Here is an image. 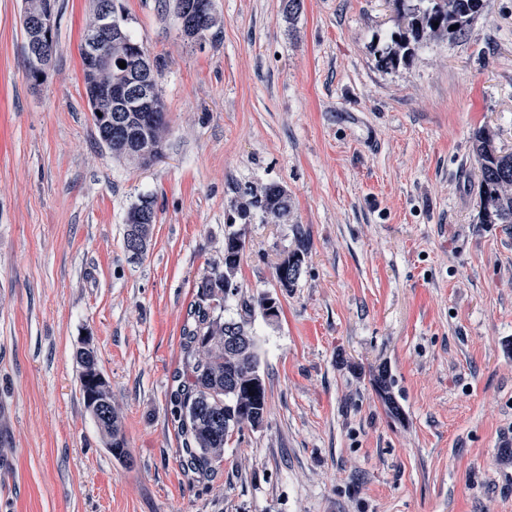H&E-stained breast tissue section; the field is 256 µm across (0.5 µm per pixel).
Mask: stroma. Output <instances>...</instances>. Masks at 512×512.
I'll use <instances>...</instances> for the list:
<instances>
[{"label": "stroma", "mask_w": 512, "mask_h": 512, "mask_svg": "<svg viewBox=\"0 0 512 512\" xmlns=\"http://www.w3.org/2000/svg\"><path fill=\"white\" fill-rule=\"evenodd\" d=\"M157 61L168 122L148 168L112 157L79 45L91 0H56L33 89L25 0H0V512H512V224H483L472 143L512 152V0L385 69L388 0H213L185 40L173 0H116ZM283 185L290 224L245 226L241 300L266 385L262 426L187 468L170 404L196 284L224 263L231 187ZM151 197L144 254L126 215ZM307 247L280 292L284 251ZM90 337L131 464L84 405ZM387 365L401 408L375 388ZM216 19L213 13L212 3H207L205 10L202 15L199 16L198 22L195 27L190 29L181 30L183 35L187 38L198 41L199 38L206 39L208 32L214 27Z\"/></svg>", "instance_id": "stroma-1"}]
</instances>
